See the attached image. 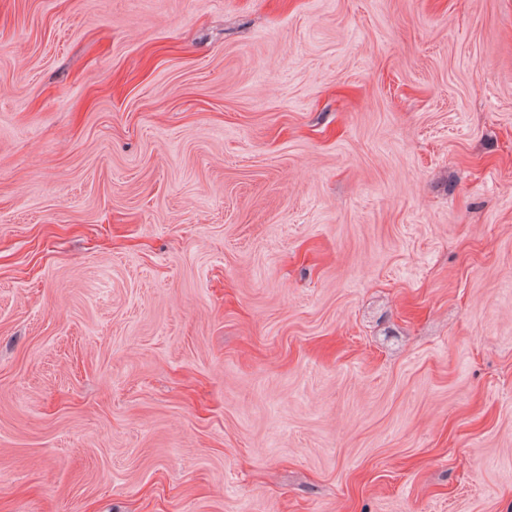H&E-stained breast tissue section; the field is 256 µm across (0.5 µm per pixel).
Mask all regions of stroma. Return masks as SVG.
<instances>
[{"instance_id": "obj_1", "label": "stroma", "mask_w": 512, "mask_h": 512, "mask_svg": "<svg viewBox=\"0 0 512 512\" xmlns=\"http://www.w3.org/2000/svg\"><path fill=\"white\" fill-rule=\"evenodd\" d=\"M0 512H512V0H0Z\"/></svg>"}]
</instances>
